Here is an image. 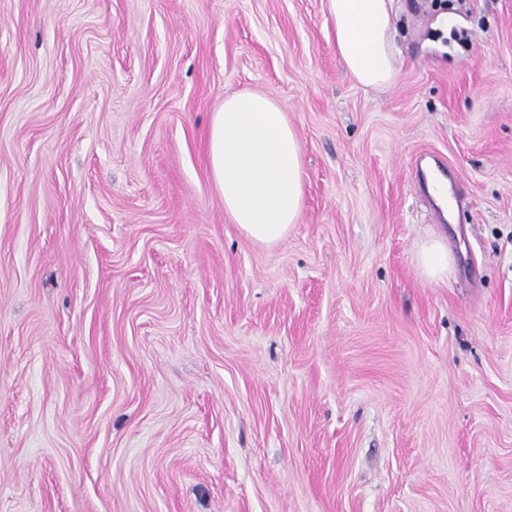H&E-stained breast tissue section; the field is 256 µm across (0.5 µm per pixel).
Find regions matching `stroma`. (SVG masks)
<instances>
[{"label": "stroma", "mask_w": 512, "mask_h": 512, "mask_svg": "<svg viewBox=\"0 0 512 512\" xmlns=\"http://www.w3.org/2000/svg\"><path fill=\"white\" fill-rule=\"evenodd\" d=\"M325 2L0 0V512H512V0H394L382 89ZM245 92L272 245L211 173ZM209 155L233 224L260 243L283 240L302 208V166L297 134L276 102L260 93L225 97ZM417 260L428 279L438 281L448 276L451 254L448 244L442 239L436 237L426 239L420 247Z\"/></svg>", "instance_id": "35a3bbf8"}]
</instances>
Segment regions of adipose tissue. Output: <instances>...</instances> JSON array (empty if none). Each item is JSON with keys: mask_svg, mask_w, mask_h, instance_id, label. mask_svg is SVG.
Returning <instances> with one entry per match:
<instances>
[{"mask_svg": "<svg viewBox=\"0 0 512 512\" xmlns=\"http://www.w3.org/2000/svg\"><path fill=\"white\" fill-rule=\"evenodd\" d=\"M393 0H326L336 52L362 86H390L398 75ZM211 172L224 211L244 235L283 240L302 208L297 134L276 102L260 93L225 97L209 132Z\"/></svg>", "mask_w": 512, "mask_h": 512, "instance_id": "1", "label": "adipose tissue"}]
</instances>
